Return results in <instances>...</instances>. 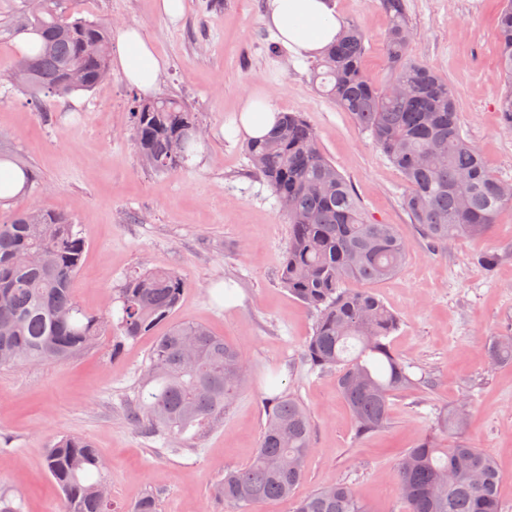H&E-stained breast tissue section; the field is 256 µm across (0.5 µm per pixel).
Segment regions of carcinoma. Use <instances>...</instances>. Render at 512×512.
<instances>
[{"instance_id":"cac0c4a2","label":"carcinoma","mask_w":512,"mask_h":512,"mask_svg":"<svg viewBox=\"0 0 512 512\" xmlns=\"http://www.w3.org/2000/svg\"><path fill=\"white\" fill-rule=\"evenodd\" d=\"M63 0H23L7 22L15 37L36 33L41 43L14 68L9 81L44 105L53 97L90 91L110 72L108 27L62 10ZM391 17L384 44L391 80L383 87L364 71L366 36L355 25L341 30L319 62L322 91L349 112L374 145L401 172L402 206L422 240L442 248L461 236L482 239L500 210L512 208V182L487 168L463 135L457 93L432 67L410 53L412 31L402 0H380ZM501 126L512 131V0H503L496 24ZM195 114L170 97L137 100L134 147L152 170L171 172L200 140L184 129ZM255 170L289 224L280 282L316 314L304 358L314 371L336 375V387L355 419L358 438L385 428L390 400L414 384L389 341L400 319L368 288L396 274L408 246L391 224L370 222L351 185L321 149L316 132L296 112H281L262 140L246 145ZM86 240L63 213L27 209L0 214V368L72 358L112 332L120 345L167 322L186 287L178 274L146 269L118 289L117 321L85 311L74 294ZM197 350L181 362L183 337ZM495 363L512 361V333L488 347ZM247 373L241 351L205 326L172 324L158 338L147 384L127 416L147 437L190 446L238 395ZM257 452L247 465L224 472L215 498L238 512L286 499L304 480L312 444L311 419L292 394L265 401ZM468 406L439 412L434 432L408 449L397 464L407 512H501L499 473L490 454L463 435ZM46 466L63 495L64 512H158L154 494L122 508L99 494L106 464L86 440L61 436ZM295 512H368L345 483L321 487L300 499Z\"/></svg>"}]
</instances>
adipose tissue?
Listing matches in <instances>:
<instances>
[{
  "label": "adipose tissue",
  "instance_id": "ef3b65f1",
  "mask_svg": "<svg viewBox=\"0 0 512 512\" xmlns=\"http://www.w3.org/2000/svg\"><path fill=\"white\" fill-rule=\"evenodd\" d=\"M266 24L277 41L295 55L314 58L335 42L341 25L331 0H269ZM115 69L143 94L157 90L165 63L136 27L117 33ZM277 112L267 96L250 95L239 115L237 130L247 138L265 136L275 125Z\"/></svg>",
  "mask_w": 512,
  "mask_h": 512
}]
</instances>
